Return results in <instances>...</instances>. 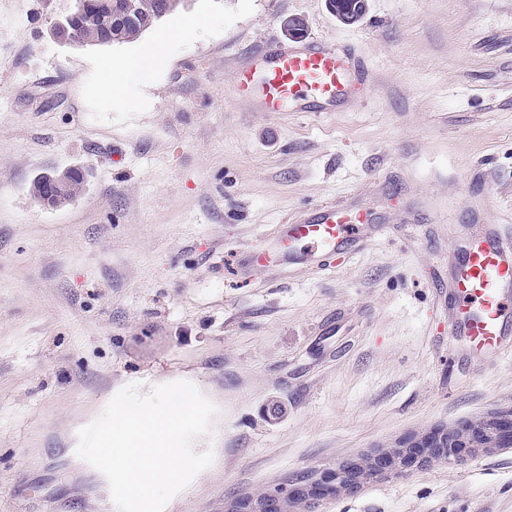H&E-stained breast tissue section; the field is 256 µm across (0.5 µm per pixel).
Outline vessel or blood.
Listing matches in <instances>:
<instances>
[{
    "label": "vessel or blood",
    "mask_w": 512,
    "mask_h": 512,
    "mask_svg": "<svg viewBox=\"0 0 512 512\" xmlns=\"http://www.w3.org/2000/svg\"><path fill=\"white\" fill-rule=\"evenodd\" d=\"M244 90H258L257 112H333L361 101L372 76L349 47L310 39L275 42L238 69ZM473 230L453 239L449 269L448 358L494 363L512 354V226L471 218ZM382 230L346 201L323 202L276 225L254 250L240 275L257 266L279 273L298 266L320 271L335 267L340 254L358 253Z\"/></svg>",
    "instance_id": "obj_1"
}]
</instances>
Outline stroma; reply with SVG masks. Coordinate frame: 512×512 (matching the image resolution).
I'll use <instances>...</instances> for the list:
<instances>
[{
  "instance_id": "obj_1",
  "label": "stroma",
  "mask_w": 512,
  "mask_h": 512,
  "mask_svg": "<svg viewBox=\"0 0 512 512\" xmlns=\"http://www.w3.org/2000/svg\"><path fill=\"white\" fill-rule=\"evenodd\" d=\"M74 0H0V512H116L78 431L124 386L193 383L215 461L166 512H224L433 427L512 408V356L448 361L452 239L512 225V0H188L206 27L152 83L99 89L103 59L48 34ZM355 45L382 83L355 110L252 111L236 69L284 20ZM84 170L46 208L33 178ZM356 200L384 233L322 274L240 277L289 215ZM314 512H512V447L421 463ZM336 18L345 25L358 22L365 14L362 0H328ZM46 179L44 180V184H47V191L39 197V202L43 205L52 207V200L54 196V191L56 189H61L73 176L72 171L69 169H65L60 172H53L51 174H45ZM86 186V178L81 177L79 173H77L76 178H74L69 184L68 188L57 195V197L53 200L54 208L62 207L70 202H73L77 198L81 197Z\"/></svg>"
}]
</instances>
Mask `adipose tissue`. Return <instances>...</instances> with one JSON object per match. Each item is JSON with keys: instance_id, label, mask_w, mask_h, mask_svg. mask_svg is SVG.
I'll use <instances>...</instances> for the list:
<instances>
[{"instance_id": "1", "label": "adipose tissue", "mask_w": 512, "mask_h": 512, "mask_svg": "<svg viewBox=\"0 0 512 512\" xmlns=\"http://www.w3.org/2000/svg\"><path fill=\"white\" fill-rule=\"evenodd\" d=\"M203 25L204 21L199 17L179 19L174 23L172 32L162 35L141 55L121 61L106 62L103 67V93L109 95L116 90L115 78L119 75L134 83L149 81L154 76L158 63L167 55L173 43L186 39L201 29Z\"/></svg>"}]
</instances>
